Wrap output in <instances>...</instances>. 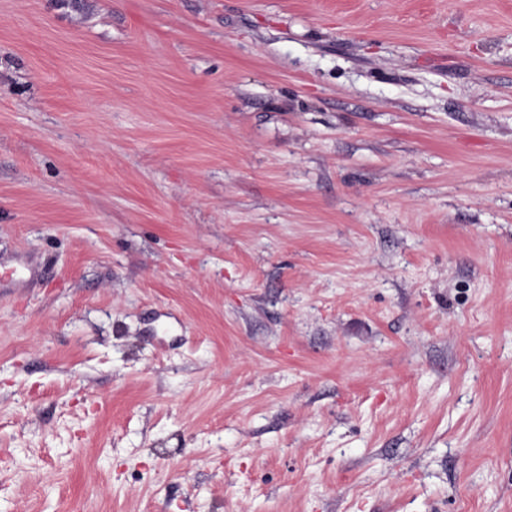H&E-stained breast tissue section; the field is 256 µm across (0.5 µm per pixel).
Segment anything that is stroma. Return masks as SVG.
<instances>
[{"instance_id":"1","label":"stroma","mask_w":512,"mask_h":512,"mask_svg":"<svg viewBox=\"0 0 512 512\" xmlns=\"http://www.w3.org/2000/svg\"><path fill=\"white\" fill-rule=\"evenodd\" d=\"M0 512H512V0H0Z\"/></svg>"}]
</instances>
